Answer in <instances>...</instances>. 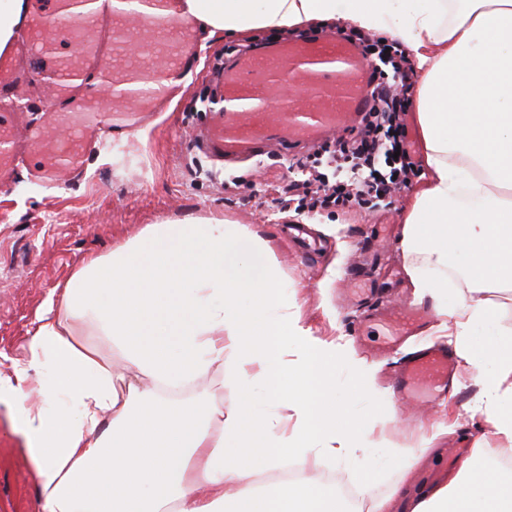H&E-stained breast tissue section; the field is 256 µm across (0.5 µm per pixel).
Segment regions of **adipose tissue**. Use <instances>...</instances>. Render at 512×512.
I'll list each match as a JSON object with an SVG mask.
<instances>
[{"mask_svg":"<svg viewBox=\"0 0 512 512\" xmlns=\"http://www.w3.org/2000/svg\"><path fill=\"white\" fill-rule=\"evenodd\" d=\"M209 37L340 23L412 55L424 172L402 212L418 298L449 276L459 354L512 289V0H180ZM467 265L451 268L457 253ZM281 264L250 227L211 214L145 225L86 258L47 303L26 362L0 374L34 462L40 512H346L311 480L256 485L295 456L315 469L365 440L336 399V342L312 338ZM484 357L483 408L512 447V328ZM237 396L225 404L224 389ZM271 408L257 412L255 388ZM512 512V475L461 461L443 488L370 498L365 512ZM468 296V288L461 280L448 278V288L442 289L441 303L448 308V312L457 308Z\"/></svg>","mask_w":512,"mask_h":512,"instance_id":"adipose-tissue-1","label":"adipose tissue"}]
</instances>
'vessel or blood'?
<instances>
[{
  "instance_id": "1",
  "label": "vessel or blood",
  "mask_w": 512,
  "mask_h": 512,
  "mask_svg": "<svg viewBox=\"0 0 512 512\" xmlns=\"http://www.w3.org/2000/svg\"><path fill=\"white\" fill-rule=\"evenodd\" d=\"M177 0H29L30 24L15 53L0 59V187L10 186L24 158L36 159L32 182L61 188L81 174L105 138L141 127L169 96L174 78L198 45L176 14ZM139 18L141 27L131 24ZM147 34L149 49L127 56L124 46ZM223 108L213 110L195 137L209 158L233 161L263 145L316 146L351 127L369 106L371 68L345 35L302 37L263 52L249 50L218 70ZM294 94H285V86ZM140 91L123 105L104 101L106 87ZM51 102V125L28 122L15 108L20 95ZM277 111H269V104ZM423 309H405L381 352L398 348L425 322ZM458 361L447 346L407 354L396 372L399 397L437 399L453 388Z\"/></svg>"
}]
</instances>
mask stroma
I'll return each mask as SVG.
<instances>
[{
	"mask_svg": "<svg viewBox=\"0 0 512 512\" xmlns=\"http://www.w3.org/2000/svg\"><path fill=\"white\" fill-rule=\"evenodd\" d=\"M234 43L214 39L191 58L187 75L158 117L119 144L103 142L81 176L62 189L46 192L19 168L12 185L0 190V373L12 371L26 355V340L38 314L88 256L104 254L136 235L144 225L202 216L211 212L248 225L275 250L283 287L300 306L301 323L319 340L346 343L350 361L336 364V398L372 428L376 446L345 459L324 456L313 479L330 474L361 494L389 495L401 478L422 483L431 468L444 466L459 442L488 463L506 456L498 436L480 410L482 381L494 368L464 362L457 389L447 400L428 404L395 400L388 388V368L368 348L389 330L370 323L372 308L405 305L414 297L411 262L399 247V211L410 191L402 189L384 211L331 209L307 220L310 233L326 242L324 252L309 256L286 234L298 217L285 204L295 159L311 155L308 147L269 148L263 163L245 158L226 164L236 183L225 186L200 175L209 159L188 135L208 120L202 99L209 93L214 64L224 62ZM358 271L372 280L377 295L356 301ZM373 376L376 397L356 390L355 364ZM445 431L430 438L428 426ZM0 512H39L34 465L25 439L0 402Z\"/></svg>",
	"mask_w": 512,
	"mask_h": 512,
	"instance_id": "35a3bbf8",
	"label": "stroma"
}]
</instances>
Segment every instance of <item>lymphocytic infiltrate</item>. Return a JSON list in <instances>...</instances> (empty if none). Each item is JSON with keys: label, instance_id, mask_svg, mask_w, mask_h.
Wrapping results in <instances>:
<instances>
[{"label": "lymphocytic infiltrate", "instance_id": "lymphocytic-infiltrate-1", "mask_svg": "<svg viewBox=\"0 0 512 512\" xmlns=\"http://www.w3.org/2000/svg\"><path fill=\"white\" fill-rule=\"evenodd\" d=\"M351 40L372 69L370 104L349 135L326 149L321 165L298 175L295 186L305 191L296 205L301 212L352 205L382 210L409 183L412 150L404 116L412 68L398 43H375L361 33Z\"/></svg>", "mask_w": 512, "mask_h": 512}]
</instances>
